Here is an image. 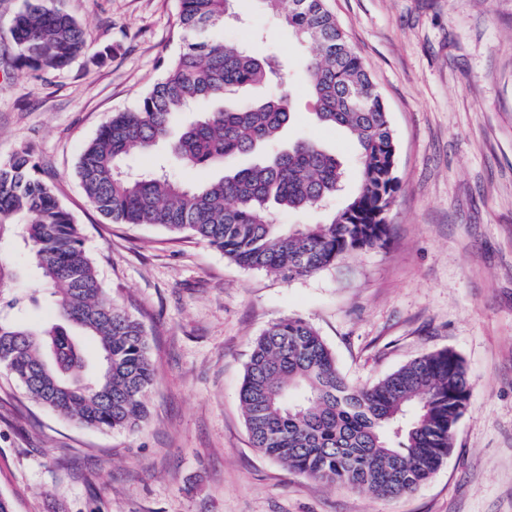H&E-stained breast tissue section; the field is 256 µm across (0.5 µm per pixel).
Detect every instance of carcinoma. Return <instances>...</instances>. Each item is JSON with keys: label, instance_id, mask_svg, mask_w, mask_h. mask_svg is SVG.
Instances as JSON below:
<instances>
[{"label": "carcinoma", "instance_id": "1", "mask_svg": "<svg viewBox=\"0 0 512 512\" xmlns=\"http://www.w3.org/2000/svg\"><path fill=\"white\" fill-rule=\"evenodd\" d=\"M231 2L178 0L182 45L164 76L134 108L112 113L80 155L77 177L87 199L110 223L190 234L243 268L285 281L384 245L398 190L389 113L326 0H257L298 43L314 46L301 67L317 123L344 128L357 143L358 185L326 223L288 231L278 224L280 213L324 206L346 180L341 161L315 141L265 152L290 126V97L236 100L168 141L176 116L197 100L220 101L274 73L271 61L219 36ZM85 48L80 25L53 0H22L0 37V49L25 73L63 69ZM165 141L183 165L221 166L224 176L189 186L151 167L137 175L124 170L127 155L148 154ZM252 155L253 162L233 165ZM5 238L30 252L52 290L56 316L40 326L16 317L38 297L11 293L18 273L0 257V371L36 403L80 426L138 427L156 373L147 333L112 302L71 214L24 150L0 160V241ZM84 337L96 343L94 368ZM471 391L463 359L448 349L356 387L317 330L288 317L254 342L239 399L252 446L263 455L317 482L393 497L413 492L440 468Z\"/></svg>", "mask_w": 512, "mask_h": 512}]
</instances>
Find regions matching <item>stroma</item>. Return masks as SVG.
<instances>
[{
  "instance_id": "obj_1",
  "label": "stroma",
  "mask_w": 512,
  "mask_h": 512,
  "mask_svg": "<svg viewBox=\"0 0 512 512\" xmlns=\"http://www.w3.org/2000/svg\"><path fill=\"white\" fill-rule=\"evenodd\" d=\"M80 24L84 56L61 72L21 75L0 51V159L28 151L72 215L107 292L144 326L156 366L148 413L132 431L57 417L0 375V496L13 512H512V0H328L371 74L397 145L400 189L381 247L289 282L247 270L200 239L113 224L76 176L112 113L134 107L179 45L178 0H55ZM224 35L284 64L267 93L295 106L287 140L313 139L358 181L356 144L312 118L291 31L235 0ZM161 165L195 185L220 167ZM13 291L37 294L21 317H54L27 251ZM311 323L353 384L450 349L473 390L435 475L378 497L317 483L252 447L239 389L254 341L275 321Z\"/></svg>"
}]
</instances>
